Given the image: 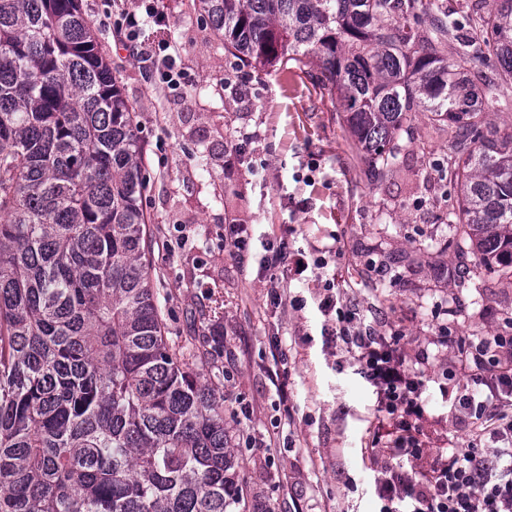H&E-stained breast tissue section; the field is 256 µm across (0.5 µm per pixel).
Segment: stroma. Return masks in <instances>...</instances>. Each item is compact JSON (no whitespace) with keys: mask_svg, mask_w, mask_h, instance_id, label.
<instances>
[{"mask_svg":"<svg viewBox=\"0 0 512 512\" xmlns=\"http://www.w3.org/2000/svg\"><path fill=\"white\" fill-rule=\"evenodd\" d=\"M148 4L164 23L143 38L169 43L185 79L178 89L149 80L113 34L114 11ZM81 7L137 116L146 152L141 206L155 232L151 277L166 334L179 342L202 322L210 343L224 349L203 378L224 395L235 512H378L383 463L370 454L376 395L345 348L324 336L318 304L325 281H334L379 332H402L409 363L424 359L426 459L468 446L456 386L469 382V371L460 348L430 340L441 324L465 341L501 331L512 316V273L493 266L482 272V289L458 285L457 271L475 257L465 234L445 223L452 198L438 166L447 137L416 121L397 164L371 178L315 67L242 64L190 0ZM236 143L246 144L250 160H237ZM228 224L253 227L245 262L223 245ZM287 225L291 248L332 245L336 254L305 282H285L276 305L258 259L262 240ZM448 368L456 384L443 379ZM274 369L288 376L287 400L268 379Z\"/></svg>","mask_w":512,"mask_h":512,"instance_id":"stroma-1","label":"stroma"}]
</instances>
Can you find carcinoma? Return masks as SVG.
<instances>
[{
    "mask_svg": "<svg viewBox=\"0 0 512 512\" xmlns=\"http://www.w3.org/2000/svg\"><path fill=\"white\" fill-rule=\"evenodd\" d=\"M256 68L316 66L374 179L424 117L478 265L512 269V0H193ZM473 37L457 35L462 29ZM145 152L79 0H0V512H232L222 351L155 304Z\"/></svg>",
    "mask_w": 512,
    "mask_h": 512,
    "instance_id": "obj_1",
    "label": "carcinoma"
}]
</instances>
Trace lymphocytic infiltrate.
Masks as SVG:
<instances>
[{"label": "lymphocytic infiltrate", "instance_id": "f902f5d3", "mask_svg": "<svg viewBox=\"0 0 512 512\" xmlns=\"http://www.w3.org/2000/svg\"><path fill=\"white\" fill-rule=\"evenodd\" d=\"M141 18L120 12L113 29L126 49L152 77L178 85L182 73L166 46L140 39ZM326 336L343 344L362 377L375 390L380 413L373 446L387 459L378 487L379 512H512V332L469 341L466 362L474 369L472 383L459 387L460 422L473 439L462 450L449 448L421 473L402 470L403 458L421 459L419 423L426 413L424 374L409 365L399 333L383 336L359 309L339 297H323Z\"/></svg>", "mask_w": 512, "mask_h": 512}]
</instances>
